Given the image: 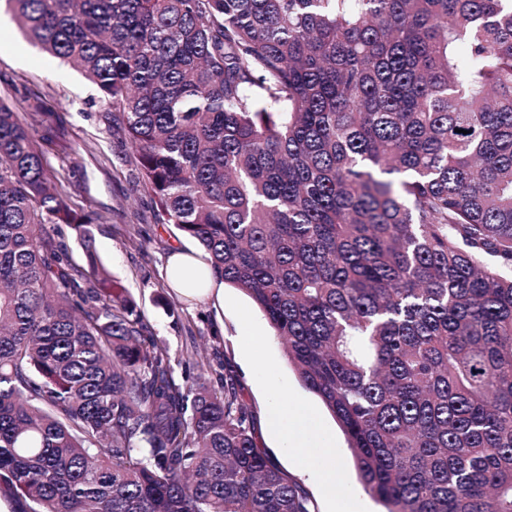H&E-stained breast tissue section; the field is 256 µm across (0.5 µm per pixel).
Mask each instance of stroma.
Masks as SVG:
<instances>
[{
	"instance_id": "1",
	"label": "stroma",
	"mask_w": 512,
	"mask_h": 512,
	"mask_svg": "<svg viewBox=\"0 0 512 512\" xmlns=\"http://www.w3.org/2000/svg\"><path fill=\"white\" fill-rule=\"evenodd\" d=\"M38 94L59 112V144L43 143L45 162L70 207L100 213L92 225L98 256L115 283L136 304L149 334L166 343L174 370L182 358L197 356L213 381L231 377L252 414L255 440L288 475L298 479L317 503L318 512H380L362 488L346 437L320 400L300 382L285 350L263 314L241 291L224 287L220 296L193 299L172 287L166 261L173 249L197 252L199 246L172 224L164 223L146 188L118 113L100 103L93 83L81 72L31 43L16 20L0 31V98L13 103L33 130L40 117L25 107ZM261 337L259 348L248 339ZM276 385L320 420L317 442H330L335 458L317 467L284 452L269 426L277 416L268 392ZM335 467L336 495L324 492L317 468Z\"/></svg>"
}]
</instances>
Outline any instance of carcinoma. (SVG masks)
Here are the masks:
<instances>
[{
    "mask_svg": "<svg viewBox=\"0 0 512 512\" xmlns=\"http://www.w3.org/2000/svg\"><path fill=\"white\" fill-rule=\"evenodd\" d=\"M5 3L122 114L383 512H512V0ZM99 220L0 100V487L22 512H316L233 384L175 379ZM61 240L67 247L72 267L82 271L86 267L85 255L77 232L67 224H60Z\"/></svg>",
    "mask_w": 512,
    "mask_h": 512,
    "instance_id": "obj_1",
    "label": "carcinoma"
}]
</instances>
